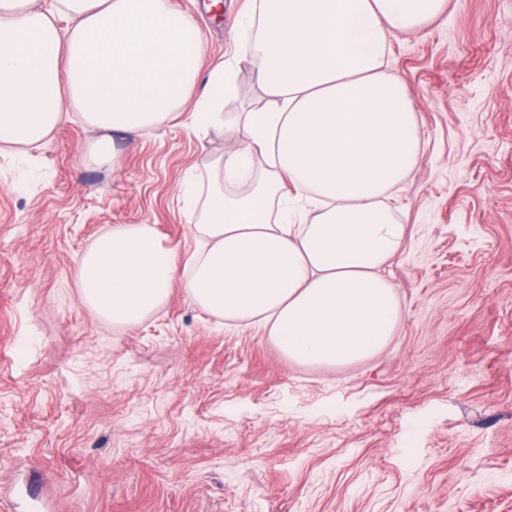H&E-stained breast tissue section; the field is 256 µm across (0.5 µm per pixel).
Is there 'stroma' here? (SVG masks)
Wrapping results in <instances>:
<instances>
[{"mask_svg": "<svg viewBox=\"0 0 512 512\" xmlns=\"http://www.w3.org/2000/svg\"><path fill=\"white\" fill-rule=\"evenodd\" d=\"M234 64L229 124L182 115L119 134L72 112L29 154L0 150V512H512V0H446L388 37L423 158L391 191L406 243L387 268L402 318L377 356L339 368L283 357L261 324L191 303L197 215L239 113L269 104L240 52L253 0H173ZM147 224L182 261L133 328L81 303L78 258Z\"/></svg>", "mask_w": 512, "mask_h": 512, "instance_id": "stroma-1", "label": "stroma"}]
</instances>
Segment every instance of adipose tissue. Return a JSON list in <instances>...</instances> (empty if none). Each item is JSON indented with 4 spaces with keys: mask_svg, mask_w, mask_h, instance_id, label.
<instances>
[{
    "mask_svg": "<svg viewBox=\"0 0 512 512\" xmlns=\"http://www.w3.org/2000/svg\"><path fill=\"white\" fill-rule=\"evenodd\" d=\"M444 0H256L241 46L272 99L243 113L196 226L188 298L225 320H260L302 365L336 367L380 351L401 320L384 271L407 229L388 202L422 157L406 82L383 70L387 33L414 30ZM205 34L170 0H0V143L39 145L69 108L112 134L165 123L192 90L189 121H221L232 64L201 75ZM244 192L225 193L228 185ZM177 252L149 225H119L80 257L82 303L133 327L169 297Z\"/></svg>",
    "mask_w": 512,
    "mask_h": 512,
    "instance_id": "obj_1",
    "label": "adipose tissue"
}]
</instances>
